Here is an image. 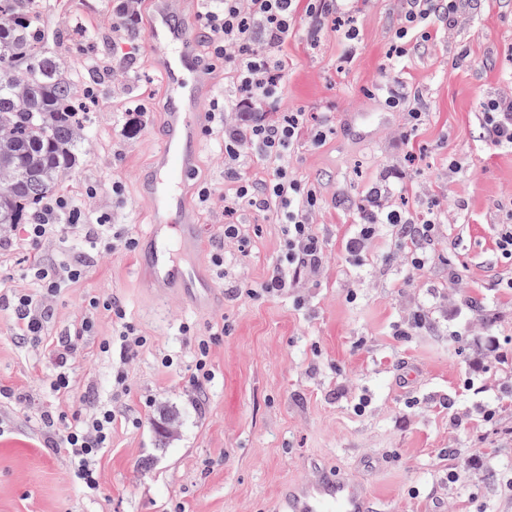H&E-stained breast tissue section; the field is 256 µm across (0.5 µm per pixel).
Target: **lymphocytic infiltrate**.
Instances as JSON below:
<instances>
[{"instance_id":"lymphocytic-infiltrate-1","label":"lymphocytic infiltrate","mask_w":512,"mask_h":512,"mask_svg":"<svg viewBox=\"0 0 512 512\" xmlns=\"http://www.w3.org/2000/svg\"><path fill=\"white\" fill-rule=\"evenodd\" d=\"M298 6L296 0H206L201 15L204 28L210 36L214 57L222 59L234 76L238 87L253 91L259 105L277 102L285 64L281 51L294 24ZM482 122L494 142L501 147H512V94L490 100L482 114ZM332 128L321 124L305 129L299 116L283 122L257 119L248 127V137L255 151L274 164L270 178L259 183L246 181L241 176L244 153L239 148L224 151V178L236 183V201L258 211L276 212L280 223L288 227V255L285 265L276 269L266 283L267 293L275 295L299 283L308 272L317 269L324 260V250L312 233L310 218L316 210L317 196L313 189L295 177L288 169V151L301 138L320 143L326 140ZM372 209L361 214V228L350 237L345 250L359 255L377 225L398 227L404 241L403 255L414 268H424L427 256L419 246V238L434 237L438 225L446 223L447 214L436 210L420 221H411L397 209L385 206L381 188H371ZM26 239L42 238L76 231L84 235L95 250L133 249L135 240L108 224L87 221L82 204L57 198L47 202L33 223L19 227ZM32 275L39 287L38 295L22 294L0 296V304L11 308L18 341H26L41 333L48 315V302L55 298L64 283L79 279L83 272L81 260L68 264L48 259L32 266ZM90 307H105L111 311L115 323L112 336L103 339L100 350L117 353L114 379L117 393L126 390L127 365L148 343L146 336L125 319L118 302H98L90 299ZM116 414L108 403L90 408L88 413L56 416L46 412L40 421L48 429L47 447L64 453L71 464L74 477L87 494L98 487L96 461L109 448L112 425Z\"/></svg>"}]
</instances>
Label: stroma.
Wrapping results in <instances>:
<instances>
[{"label": "stroma", "instance_id": "stroma-1", "mask_svg": "<svg viewBox=\"0 0 512 512\" xmlns=\"http://www.w3.org/2000/svg\"><path fill=\"white\" fill-rule=\"evenodd\" d=\"M38 4L70 78L94 89L86 155L59 194L83 204L89 223L140 237L152 209L137 180L161 149L153 129L166 112L145 39L155 0H141L126 25L120 0ZM404 12L403 0H328L322 14L299 11L288 35L269 119L299 112L309 128L327 115L334 123L325 142L299 140L288 158L317 191L312 230L326 255L295 288L265 293L288 253L287 227L275 212L232 208L236 186L224 179L219 137L209 135L189 200L200 226L195 260L223 303L206 311L159 303L135 251L117 248L63 285L39 341L18 344L0 307V390L11 393L0 398V512H271L281 483L319 467L363 479L378 512H512V405L499 404L512 393V258L495 245L500 226L512 224V150L495 146L481 123L484 102L512 91V0H461L453 23L409 32L406 55L395 58ZM197 53L212 80L202 104L237 97L208 37ZM391 87L403 106L386 105ZM397 179L405 189L390 200L411 219L454 214L421 270L401 258V235L386 224L360 257L345 251L370 189ZM228 222L239 238H225ZM84 248L77 234L13 238L0 249V292H34L31 261L66 263ZM93 297L100 308L89 307ZM113 298L151 342L128 366L129 394L90 497L68 458L45 448L39 416L111 399L112 359L99 345L112 333L103 303ZM87 319L93 328L80 333ZM184 323L192 335H182ZM217 327L214 377L200 394L187 364L196 337ZM68 332L77 353L60 394L50 387L51 349ZM167 354L180 364H162ZM452 471L458 482H449Z\"/></svg>", "mask_w": 512, "mask_h": 512}]
</instances>
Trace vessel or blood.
<instances>
[{"instance_id":"b4317fda","label":"vessel or blood","mask_w":512,"mask_h":512,"mask_svg":"<svg viewBox=\"0 0 512 512\" xmlns=\"http://www.w3.org/2000/svg\"><path fill=\"white\" fill-rule=\"evenodd\" d=\"M157 4L146 41L162 62L167 112L155 131L161 152L140 181L152 207L153 223L137 239L136 250L158 297L178 299L204 310L211 306L218 289L203 281L193 259L198 248V224L185 187L203 144L197 112L206 71L196 50L198 35L183 23L185 0H157ZM276 504V512H375L366 483L326 469L285 484Z\"/></svg>"}]
</instances>
